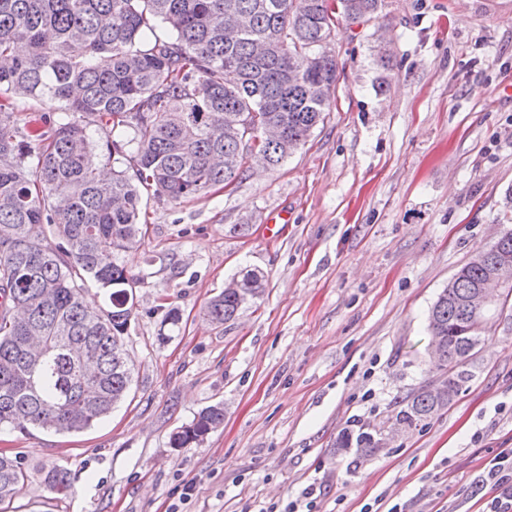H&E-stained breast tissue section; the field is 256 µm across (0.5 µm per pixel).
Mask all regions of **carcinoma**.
Listing matches in <instances>:
<instances>
[{
	"mask_svg": "<svg viewBox=\"0 0 512 512\" xmlns=\"http://www.w3.org/2000/svg\"><path fill=\"white\" fill-rule=\"evenodd\" d=\"M386 0H0V428L81 432L126 396V335L136 280L122 253L137 243L145 197L171 203L225 187L252 161L280 166L330 111L336 58L322 46L339 18H380ZM309 57L306 69L297 57ZM62 112L48 131L21 123L19 104ZM275 128L246 154L247 129ZM512 231L477 252L430 315L440 367L466 363L484 341L469 294L503 256ZM93 283L109 308L84 302ZM206 305L222 324L263 297L265 276L242 269ZM418 390L397 413L408 427L447 407ZM224 423L220 404L171 438L184 448ZM334 447L367 454L370 433L345 431ZM0 455V503L27 481ZM43 482L70 490L54 466Z\"/></svg>",
	"mask_w": 512,
	"mask_h": 512,
	"instance_id": "obj_1",
	"label": "carcinoma"
}]
</instances>
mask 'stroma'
<instances>
[{"label": "stroma", "mask_w": 512, "mask_h": 512, "mask_svg": "<svg viewBox=\"0 0 512 512\" xmlns=\"http://www.w3.org/2000/svg\"><path fill=\"white\" fill-rule=\"evenodd\" d=\"M326 50L335 103L283 164L179 205L148 199L124 257L138 280L128 396L81 433L1 429L29 481L0 512H259L310 485L314 512H484L475 480L512 448V298L448 406L410 429L396 415L440 375L438 294L512 230V0H388L369 25L340 22ZM245 267L263 297L212 324L205 305ZM217 403L221 427L171 447ZM346 430L386 445L353 458L334 446ZM57 465L62 499L42 481ZM43 482L53 493L66 496L70 490L69 471L62 466H54L44 472Z\"/></svg>", "instance_id": "stroma-1"}]
</instances>
